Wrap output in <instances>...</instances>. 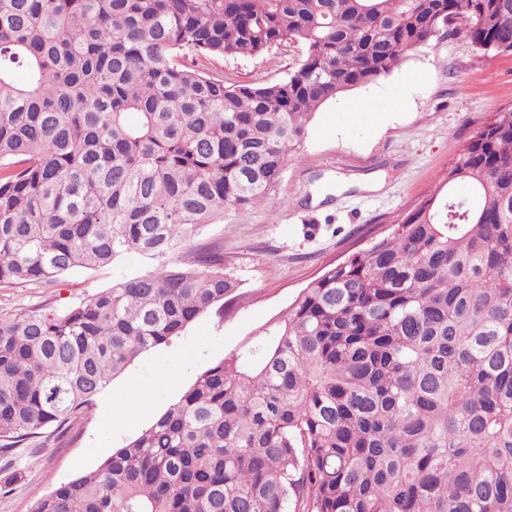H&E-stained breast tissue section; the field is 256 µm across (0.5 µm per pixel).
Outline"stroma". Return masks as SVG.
<instances>
[{
	"instance_id": "35a3bbf8",
	"label": "stroma",
	"mask_w": 512,
	"mask_h": 512,
	"mask_svg": "<svg viewBox=\"0 0 512 512\" xmlns=\"http://www.w3.org/2000/svg\"><path fill=\"white\" fill-rule=\"evenodd\" d=\"M299 57L284 44L257 57L210 58L203 67L228 83L271 84L285 80ZM361 96L381 105L365 124L346 110ZM505 107H512V53H486L445 31L387 76L325 103L263 202L243 216L225 211L193 242L219 246L226 273L239 284L226 315L209 313L169 346L142 355L70 433L51 426L33 445L0 451V512H32L43 495L95 469L148 427L325 267L366 249L436 194L469 139ZM368 179L378 189L362 188ZM155 266L132 258L73 270L48 288L0 290V313L61 309Z\"/></svg>"
}]
</instances>
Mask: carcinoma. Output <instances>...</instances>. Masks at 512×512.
Here are the masks:
<instances>
[{"label":"carcinoma","instance_id":"cac0c4a2","mask_svg":"<svg viewBox=\"0 0 512 512\" xmlns=\"http://www.w3.org/2000/svg\"><path fill=\"white\" fill-rule=\"evenodd\" d=\"M443 28L512 51V0H0V288L182 253ZM285 43L274 84L181 63ZM444 183L33 512H512V108ZM237 288L212 247L0 317V449L68 433Z\"/></svg>","mask_w":512,"mask_h":512}]
</instances>
